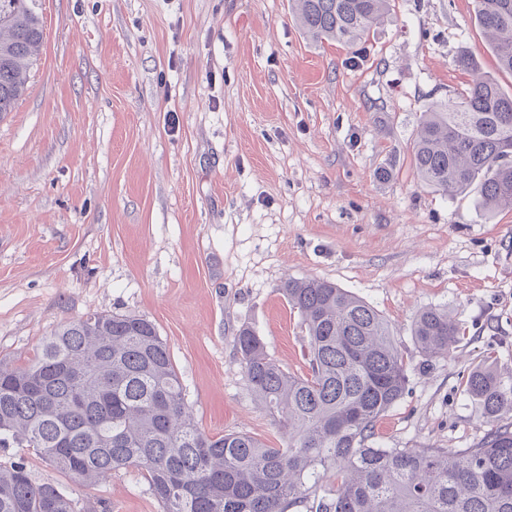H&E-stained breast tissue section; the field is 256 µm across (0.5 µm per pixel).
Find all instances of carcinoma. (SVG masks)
<instances>
[{
    "mask_svg": "<svg viewBox=\"0 0 512 512\" xmlns=\"http://www.w3.org/2000/svg\"><path fill=\"white\" fill-rule=\"evenodd\" d=\"M40 0H0V115L25 94L43 40ZM391 0H292L311 41L354 46L384 23ZM475 19L498 67L512 74V0H476ZM471 76L456 99L425 113L413 146L422 187L454 197L480 188V207L512 210V93L462 54ZM308 343V373L285 371L256 332L235 338L248 387L280 447L241 432L197 426L169 348L149 320L93 313L60 324L23 366L0 363V449L32 448L82 483L135 468L162 512H288L341 475L316 512H512V375L472 370L468 393L490 429L473 448H375L379 416L405 392L403 357L384 317L320 279H287ZM412 335L429 357L458 342L445 308L420 311ZM0 512H83L22 461L0 464Z\"/></svg>",
    "mask_w": 512,
    "mask_h": 512,
    "instance_id": "obj_1",
    "label": "carcinoma"
}]
</instances>
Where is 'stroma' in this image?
Returning a JSON list of instances; mask_svg holds the SVG:
<instances>
[{
    "label": "stroma",
    "instance_id": "obj_1",
    "mask_svg": "<svg viewBox=\"0 0 512 512\" xmlns=\"http://www.w3.org/2000/svg\"><path fill=\"white\" fill-rule=\"evenodd\" d=\"M28 89L0 114V361L22 364L61 323L93 312L152 321L198 427L271 444L235 336L249 325L286 371H308L285 280L336 283L390 323L403 397L383 448L476 445L473 369L512 373V210L477 190L421 187L424 112L499 72L474 0H393L356 48L316 44L290 0H41ZM447 308L459 340L423 356L416 313ZM91 512H161L140 471L82 485L32 449L0 450Z\"/></svg>",
    "mask_w": 512,
    "mask_h": 512
}]
</instances>
